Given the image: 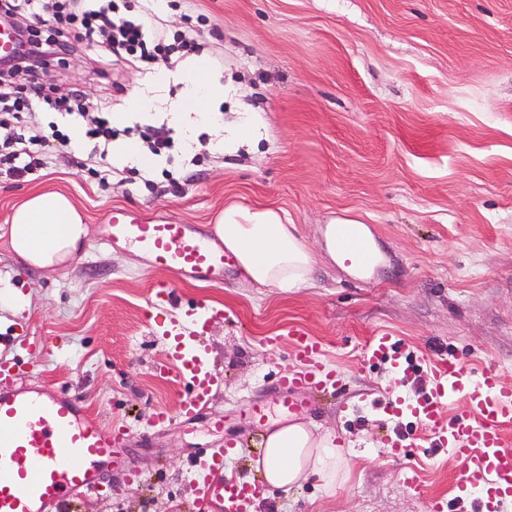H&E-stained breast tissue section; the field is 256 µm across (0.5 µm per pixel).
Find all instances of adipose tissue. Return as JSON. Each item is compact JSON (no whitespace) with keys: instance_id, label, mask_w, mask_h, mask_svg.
I'll return each instance as SVG.
<instances>
[{"instance_id":"adipose-tissue-1","label":"adipose tissue","mask_w":512,"mask_h":512,"mask_svg":"<svg viewBox=\"0 0 512 512\" xmlns=\"http://www.w3.org/2000/svg\"><path fill=\"white\" fill-rule=\"evenodd\" d=\"M181 77L182 94L169 112L189 146L195 128L215 120L213 113L191 111V103L223 99L224 86L210 76L201 59L185 63ZM10 224L13 252L42 268L65 265L89 234L82 214L59 192L31 195L14 210ZM215 233L257 284L285 291L307 284L311 252L294 225L283 223L275 211L229 206L218 216ZM260 446L256 465L271 488L291 490L315 476L331 491L343 478L345 455L333 432L318 431L303 421L277 420L263 434Z\"/></svg>"}]
</instances>
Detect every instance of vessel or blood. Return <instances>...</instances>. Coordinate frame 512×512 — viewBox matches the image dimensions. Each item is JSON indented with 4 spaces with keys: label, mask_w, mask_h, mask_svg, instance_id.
<instances>
[{
    "label": "vessel or blood",
    "mask_w": 512,
    "mask_h": 512,
    "mask_svg": "<svg viewBox=\"0 0 512 512\" xmlns=\"http://www.w3.org/2000/svg\"><path fill=\"white\" fill-rule=\"evenodd\" d=\"M104 221L105 246L135 244L151 257L154 269L187 279L214 284L235 266L236 255L222 242L199 236L188 224L144 219L125 208L110 209ZM336 250L346 263L360 266L373 261L372 250L358 225L334 227ZM219 310L201 301L175 318L154 320L164 337L167 359L176 377L187 388L180 415L192 421L205 410L219 383L199 344L210 319ZM292 357L301 370L280 382L284 414L298 415L303 403L295 391L337 388L336 370L324 359L317 337L300 328L288 331ZM369 362L394 373L410 366L394 336L380 333L366 346ZM464 399V410L445 412L446 403ZM389 411L395 417H415L426 428L433 446L469 461L471 467L456 484L458 502L472 501L478 512H500L512 501V446L503 433L512 423V389L505 387L494 369L473 375L459 360L441 357L431 367L428 390L414 399L396 398ZM127 427L103 425L67 395L45 396L25 388L0 391V512H66L71 495L97 494L106 473L122 469L137 477L135 466L124 455ZM234 444L198 449L190 462L189 478L207 504L220 512H247L264 483L254 477L228 478L224 461L234 455Z\"/></svg>",
    "instance_id": "vessel-or-blood-1"
}]
</instances>
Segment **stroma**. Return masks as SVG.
I'll return each mask as SVG.
<instances>
[{"label": "stroma", "mask_w": 512, "mask_h": 512, "mask_svg": "<svg viewBox=\"0 0 512 512\" xmlns=\"http://www.w3.org/2000/svg\"><path fill=\"white\" fill-rule=\"evenodd\" d=\"M145 21L194 34L229 89L220 124L248 118L259 136L229 152L203 127L193 151L174 145L149 166L113 151L123 176L106 185L81 172L82 140L23 177L0 174V362L16 364L17 384L65 392L105 424L128 425L125 452L144 475L112 471L107 494L74 498L72 512H200L190 461L227 441L241 449L227 475H250L262 427L244 406L257 401L280 418L278 381L296 362L263 339L291 325L319 336L338 371L335 394L299 397L303 420L335 431L347 477L332 496L313 479L265 488L249 512H430L436 498L446 512H474L455 501L465 462L386 407L420 396L443 355L475 371L494 367L512 387V0H153ZM155 77L118 64L104 79L75 51L51 84L90 102L111 96L113 111L146 127L169 124L165 109L181 92ZM152 93L157 111L137 108ZM46 191L68 195L90 229L54 271L9 246L13 209ZM232 204L295 225L313 257L310 283L283 292L238 268L220 285L171 275L168 316L202 299L224 309L200 340L222 382L195 420L155 426L156 411L176 412L185 397L146 313L159 274L146 252L103 246L104 215L123 207L210 237ZM350 221L381 257L366 275L327 251V226ZM380 331L399 341L411 373L369 363L364 344ZM391 438L405 445L402 458L390 456Z\"/></svg>", "instance_id": "1"}]
</instances>
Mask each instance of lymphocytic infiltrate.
<instances>
[{"mask_svg":"<svg viewBox=\"0 0 512 512\" xmlns=\"http://www.w3.org/2000/svg\"><path fill=\"white\" fill-rule=\"evenodd\" d=\"M0 14L24 20L21 50L12 67L0 74V125L12 136L0 142V168L21 175L46 165L51 144L68 146L70 137L58 125L43 127L35 108L60 114L68 125L80 128L93 148L82 163L84 171L100 182L112 178L107 157L118 132L112 125V100L89 105L81 97H58L52 88L36 82L38 70L60 60L61 53L83 49L96 55L98 73L125 61L134 66L172 63L199 52V44L186 34L166 41L148 34L137 18L120 15L115 0H0ZM108 53H101V46ZM28 81V95L14 94V84Z\"/></svg>","mask_w":512,"mask_h":512,"instance_id":"1","label":"lymphocytic infiltrate"}]
</instances>
